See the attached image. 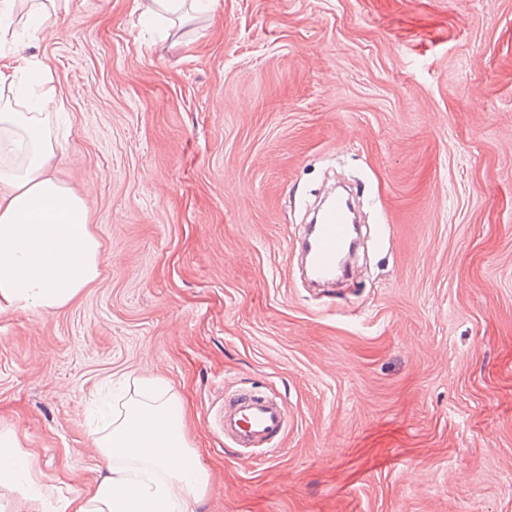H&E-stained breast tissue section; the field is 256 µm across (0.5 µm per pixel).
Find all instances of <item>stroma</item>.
Returning a JSON list of instances; mask_svg holds the SVG:
<instances>
[{
    "label": "stroma",
    "instance_id": "obj_1",
    "mask_svg": "<svg viewBox=\"0 0 512 512\" xmlns=\"http://www.w3.org/2000/svg\"><path fill=\"white\" fill-rule=\"evenodd\" d=\"M48 66L54 172L86 196L103 276L0 314V430L60 512L105 466L118 384L164 379L209 476L194 512H512V0H220L145 28L68 0ZM352 178L367 247L308 288L300 222ZM281 396L276 454L215 421Z\"/></svg>",
    "mask_w": 512,
    "mask_h": 512
}]
</instances>
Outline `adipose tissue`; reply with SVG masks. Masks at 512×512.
<instances>
[{
  "label": "adipose tissue",
  "instance_id": "ef3b65f1",
  "mask_svg": "<svg viewBox=\"0 0 512 512\" xmlns=\"http://www.w3.org/2000/svg\"><path fill=\"white\" fill-rule=\"evenodd\" d=\"M140 19L163 23L206 13L218 0H134ZM58 0H0V40L15 27L48 40ZM49 69L19 45L0 50V151L22 155V165L0 166V312L58 309L102 275L100 243L88 205L54 177L49 164L61 147L46 127L58 107L46 90ZM149 401L128 400L123 411L90 435L109 462L87 493L65 500L63 512H191L208 485L193 457L183 413L168 384L143 380ZM33 464L8 430L0 431V485L32 478Z\"/></svg>",
  "mask_w": 512,
  "mask_h": 512
}]
</instances>
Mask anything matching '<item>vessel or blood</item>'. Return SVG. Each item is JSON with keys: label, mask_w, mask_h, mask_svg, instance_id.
Segmentation results:
<instances>
[{"label": "vessel or blood", "mask_w": 512, "mask_h": 512, "mask_svg": "<svg viewBox=\"0 0 512 512\" xmlns=\"http://www.w3.org/2000/svg\"><path fill=\"white\" fill-rule=\"evenodd\" d=\"M350 236L345 200L340 197L322 208L315 223L308 227L302 252L313 276L325 279L335 274L337 261L346 250ZM219 423L225 440L242 454L250 448H267L272 441L283 437L288 415L277 396L238 391L225 397Z\"/></svg>", "instance_id": "obj_1"}]
</instances>
